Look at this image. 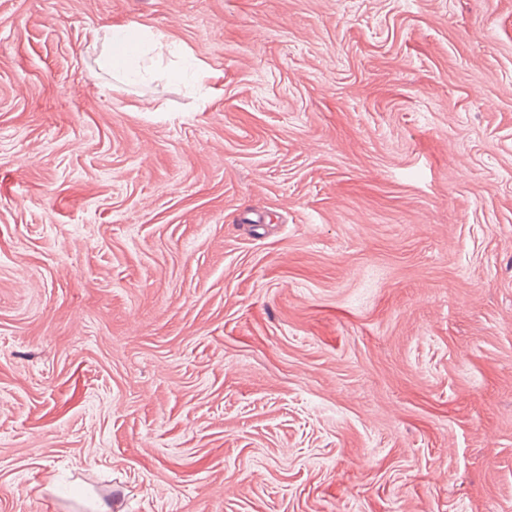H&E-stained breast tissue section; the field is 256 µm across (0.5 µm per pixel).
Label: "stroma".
I'll return each instance as SVG.
<instances>
[{
	"label": "stroma",
	"mask_w": 512,
	"mask_h": 512,
	"mask_svg": "<svg viewBox=\"0 0 512 512\" xmlns=\"http://www.w3.org/2000/svg\"><path fill=\"white\" fill-rule=\"evenodd\" d=\"M98 501L512 512V0H0V512ZM103 53L100 66L122 76L126 82L142 77V60L148 45L161 43L162 36L136 23L100 27Z\"/></svg>",
	"instance_id": "1"
}]
</instances>
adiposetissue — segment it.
<instances>
[{
  "label": "adipose tissue",
  "mask_w": 512,
  "mask_h": 512,
  "mask_svg": "<svg viewBox=\"0 0 512 512\" xmlns=\"http://www.w3.org/2000/svg\"><path fill=\"white\" fill-rule=\"evenodd\" d=\"M100 40L103 48L100 65L133 82L143 74L142 60L148 45H157L161 37L135 23L102 26Z\"/></svg>",
  "instance_id": "adipose-tissue-1"
}]
</instances>
